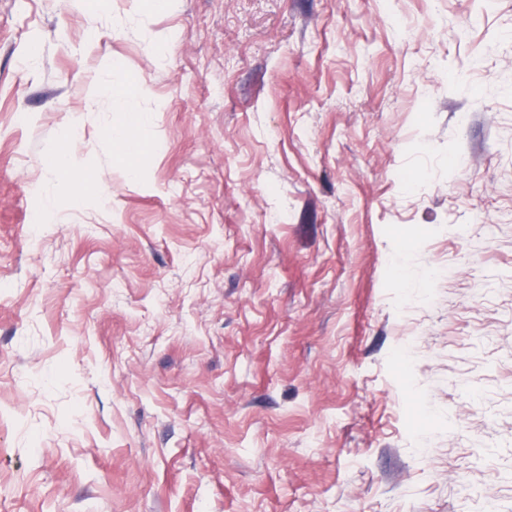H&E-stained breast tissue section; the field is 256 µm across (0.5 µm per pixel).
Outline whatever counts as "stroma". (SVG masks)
I'll list each match as a JSON object with an SVG mask.
<instances>
[{
	"mask_svg": "<svg viewBox=\"0 0 512 512\" xmlns=\"http://www.w3.org/2000/svg\"><path fill=\"white\" fill-rule=\"evenodd\" d=\"M0 512H512V0H0ZM143 123L142 115L132 107L125 110L123 123L114 139V152L124 161L142 153L139 129ZM76 152L77 138L71 135L66 142L65 148L56 158L57 167L66 175L65 186L71 198L76 202H80L92 188L101 197L102 191L98 187V179L75 168L74 159L76 158Z\"/></svg>",
	"mask_w": 512,
	"mask_h": 512,
	"instance_id": "stroma-1",
	"label": "stroma"
}]
</instances>
